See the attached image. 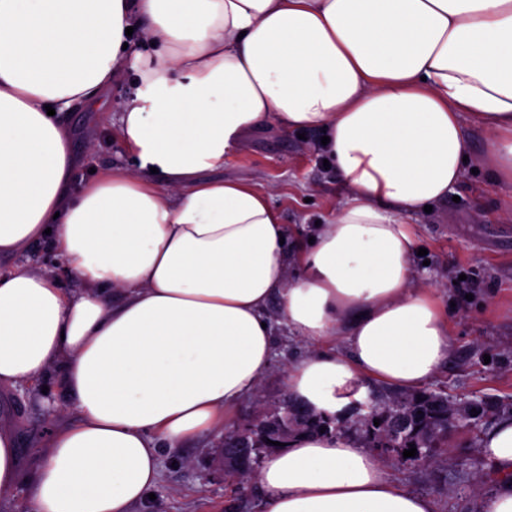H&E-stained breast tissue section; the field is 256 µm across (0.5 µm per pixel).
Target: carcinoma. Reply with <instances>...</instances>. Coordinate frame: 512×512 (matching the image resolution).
Listing matches in <instances>:
<instances>
[{
  "mask_svg": "<svg viewBox=\"0 0 512 512\" xmlns=\"http://www.w3.org/2000/svg\"><path fill=\"white\" fill-rule=\"evenodd\" d=\"M284 404H279L268 412L261 424L244 431L236 430L224 434L227 453L240 457V462L229 470L231 476L239 482L246 481L252 474L255 461L253 454H243L238 448L242 435H247L250 445L264 448L268 435L276 431H294L293 423L281 418ZM454 411L448 396L441 392L401 393L394 397L393 406L388 412H370L359 417L354 425L366 438L372 440L376 447L383 449L396 461L403 460V452L409 444L416 448H427L429 444L440 439L448 430V421ZM380 420L374 425V420Z\"/></svg>",
  "mask_w": 512,
  "mask_h": 512,
  "instance_id": "carcinoma-1",
  "label": "carcinoma"
}]
</instances>
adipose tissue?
<instances>
[{"mask_svg":"<svg viewBox=\"0 0 512 512\" xmlns=\"http://www.w3.org/2000/svg\"><path fill=\"white\" fill-rule=\"evenodd\" d=\"M126 78L129 160L73 191L61 115ZM466 119L512 186V0H0V256L47 242L72 281L0 269V388L53 374L76 413L27 473L0 427V492L26 486L25 512H132L160 445L220 432L257 392L276 321L312 347L285 374L304 411L341 421L369 384L421 388L453 338L415 284L409 219L464 180ZM272 122L327 136L347 190L306 245H281L270 194L202 177ZM480 453L499 477L482 512H512V417ZM256 481L265 512L434 510L332 432Z\"/></svg>","mask_w":512,"mask_h":512,"instance_id":"adipose-tissue-1","label":"adipose tissue"}]
</instances>
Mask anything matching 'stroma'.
I'll return each instance as SVG.
<instances>
[{
  "label": "stroma",
  "mask_w": 512,
  "mask_h": 512,
  "mask_svg": "<svg viewBox=\"0 0 512 512\" xmlns=\"http://www.w3.org/2000/svg\"><path fill=\"white\" fill-rule=\"evenodd\" d=\"M129 89L126 82L112 86L104 107H79L68 113L76 148H83L87 131L97 133L95 150L78 171L79 182L91 181L92 171L122 163L108 116L118 111ZM318 140L313 131L301 137L269 125L245 135L220 175L269 192L291 235L306 236L316 221L333 216L346 195L334 171L324 168ZM510 207L512 187L496 184L482 170L467 174L454 197L414 219L419 245L428 251L427 263H416V272L448 305L454 337L447 363L424 388L444 391L459 410L475 403L512 404V218L501 216ZM457 274L476 279L477 288L468 295L458 291L453 284ZM308 351L307 344L289 337L285 326H276L273 370L262 384L261 396L244 399L225 429L250 426L265 407L286 399L284 373ZM64 401L63 389L52 376L0 391V422L8 424L18 441L23 469L35 466L38 444L55 423L47 407L61 409ZM492 423L489 417L474 423L455 420L446 446L435 450L432 467L387 458L383 464L388 478L430 498L435 512H480L482 496L496 485L479 451L480 437ZM217 445V436L207 435L180 450L163 449L155 498L135 512H264L254 485L239 490L226 477L215 459Z\"/></svg>",
  "instance_id": "35a3bbf8"
}]
</instances>
